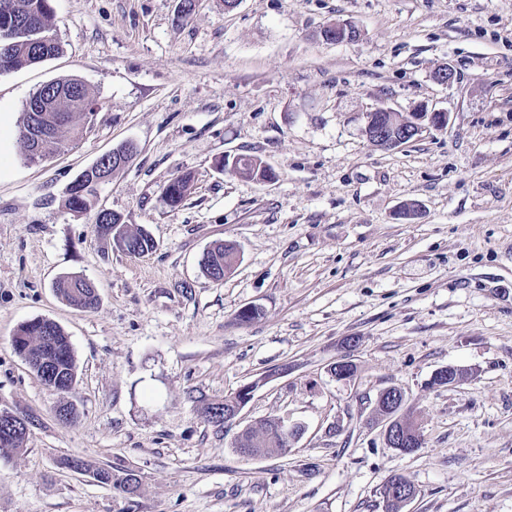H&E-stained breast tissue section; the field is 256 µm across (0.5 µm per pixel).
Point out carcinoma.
Instances as JSON below:
<instances>
[{
    "label": "carcinoma",
    "mask_w": 512,
    "mask_h": 512,
    "mask_svg": "<svg viewBox=\"0 0 512 512\" xmlns=\"http://www.w3.org/2000/svg\"><path fill=\"white\" fill-rule=\"evenodd\" d=\"M53 27V12L49 0H0V73L17 70L26 66L39 64L62 52L60 42L50 35ZM58 86L72 88L70 97L59 101L60 113H49V117H61L58 126L41 141L38 157L31 154V135L35 113L23 109L18 127V138L23 147L24 160L29 164H40L57 151L81 139L89 132L96 118V113L87 111L90 105H97V100L88 85L77 77H63L54 80ZM262 166L261 158L242 155L236 159L232 170L235 174L246 177H258ZM190 177H177L167 183L161 192L162 202L169 207L182 203L189 188ZM102 185L91 182L90 174L81 172L74 180V189L68 194L66 203L71 211L89 213L95 208L97 195ZM123 246L120 251L129 255H141L154 248L150 236L141 229L123 228ZM240 260V253L225 242L214 243L201 259V270L205 277L213 282L224 280ZM57 295L68 304L82 309L92 310L98 304L96 285L82 276H61L53 285ZM52 337V342H41L42 335ZM16 335L24 337V345H33L32 351L37 359H44L56 369L59 376L75 381L77 367L74 351L63 329L50 319L30 320L21 324ZM231 398L222 403H211L204 408L208 420L217 426L226 423V411ZM26 432L16 429L6 418L0 416V452H18L23 450ZM235 447L246 448L255 456L282 455L288 452L289 439L273 417H267L256 425L244 430L236 441ZM97 478L104 484L123 493L133 494L139 487V481L133 470L126 469L123 475H116L108 470L97 472Z\"/></svg>",
    "instance_id": "cac0c4a2"
}]
</instances>
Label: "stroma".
<instances>
[{"label":"stroma","mask_w":512,"mask_h":512,"mask_svg":"<svg viewBox=\"0 0 512 512\" xmlns=\"http://www.w3.org/2000/svg\"><path fill=\"white\" fill-rule=\"evenodd\" d=\"M180 2L50 0L62 53L0 74V410L33 421L0 456V512H384L395 473L417 489L401 512H512V0H196L184 21ZM336 20L361 38L324 41ZM68 76L101 103L94 126L25 164V102ZM421 105L447 125L393 149L364 136L367 112ZM127 141L98 205L150 234L140 256L66 206ZM240 154L274 179L219 167ZM183 174L185 201L163 205ZM218 241L240 251L220 283L199 268ZM64 274L94 281L95 310L57 297ZM37 318L72 343L66 394L13 350ZM339 360L353 379L329 374ZM448 365L464 380L431 385ZM249 384L222 427L193 402ZM389 386L421 427L409 455L371 419ZM270 415L306 427L288 454L236 451ZM127 468L137 493L95 478Z\"/></svg>","instance_id":"35a3bbf8"}]
</instances>
